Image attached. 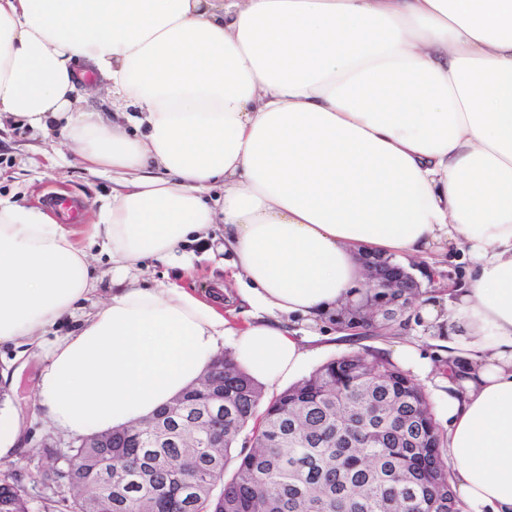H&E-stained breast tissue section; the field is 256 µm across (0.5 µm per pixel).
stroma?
Segmentation results:
<instances>
[{
    "instance_id": "obj_1",
    "label": "stroma",
    "mask_w": 512,
    "mask_h": 512,
    "mask_svg": "<svg viewBox=\"0 0 512 512\" xmlns=\"http://www.w3.org/2000/svg\"><path fill=\"white\" fill-rule=\"evenodd\" d=\"M111 176L88 171L55 140L30 131L14 128L9 120L0 121V196L28 205H44L53 193L68 194L73 202L89 203L95 198L110 194ZM208 242L195 245L197 259L190 269H181L153 258L144 259L136 276L143 284L172 281L188 289L213 287L224 283L227 299L237 296L234 282L224 268L223 254L209 256ZM472 261L468 254L449 255L440 262L409 258L404 268L420 283L424 295H443L448 291L449 279L464 280ZM299 338L305 339L312 351L301 377H308L323 364L342 355L354 352L378 351L391 355L397 338L412 341L424 363L423 371L414 373V380L424 389L439 429L448 425L447 405L442 392L441 377L447 372L448 358L435 343L436 335L431 326L418 313H411L406 330L386 332L381 336L365 338L338 336L333 319H323L319 326L305 324L297 327ZM43 362L41 355H30L25 368L17 370L12 385L7 386L0 405L13 409L22 419L27 438L18 458L12 462L18 480L25 486L32 504H39L43 481L37 472L48 473V482L59 483L65 468L64 457L72 440L71 435L53 428L40 412L36 391Z\"/></svg>"
}]
</instances>
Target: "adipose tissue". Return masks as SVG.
I'll return each mask as SVG.
<instances>
[{"label":"adipose tissue","instance_id":"ef3b65f1","mask_svg":"<svg viewBox=\"0 0 512 512\" xmlns=\"http://www.w3.org/2000/svg\"><path fill=\"white\" fill-rule=\"evenodd\" d=\"M89 73L133 133L85 105ZM2 115L114 183L84 229L0 198V345L44 354L56 428L151 416L227 337L255 382L292 380L311 352L291 321L351 300L364 257L460 250L464 287L418 309L452 369V488L467 512H512V0H0ZM206 239L246 326L224 288L135 275L148 256L191 268ZM95 250L116 287L82 313Z\"/></svg>","mask_w":512,"mask_h":512}]
</instances>
